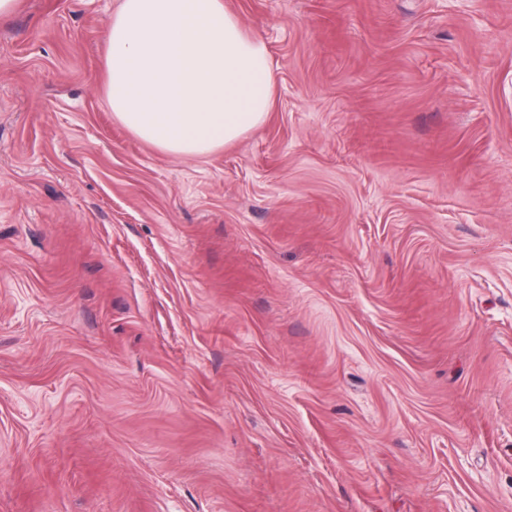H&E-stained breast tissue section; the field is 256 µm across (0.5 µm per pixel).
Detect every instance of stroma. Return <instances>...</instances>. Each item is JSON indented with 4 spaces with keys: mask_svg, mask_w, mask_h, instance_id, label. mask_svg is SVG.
Returning a JSON list of instances; mask_svg holds the SVG:
<instances>
[{
    "mask_svg": "<svg viewBox=\"0 0 512 512\" xmlns=\"http://www.w3.org/2000/svg\"><path fill=\"white\" fill-rule=\"evenodd\" d=\"M272 109L112 115L117 0L0 17V512H512V0H225Z\"/></svg>",
    "mask_w": 512,
    "mask_h": 512,
    "instance_id": "stroma-1",
    "label": "stroma"
}]
</instances>
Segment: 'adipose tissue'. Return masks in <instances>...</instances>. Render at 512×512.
<instances>
[{"label": "adipose tissue", "instance_id": "adipose-tissue-1", "mask_svg": "<svg viewBox=\"0 0 512 512\" xmlns=\"http://www.w3.org/2000/svg\"><path fill=\"white\" fill-rule=\"evenodd\" d=\"M106 69L114 117L179 157L239 141L272 108L267 45L224 0H120L107 24Z\"/></svg>", "mask_w": 512, "mask_h": 512}]
</instances>
